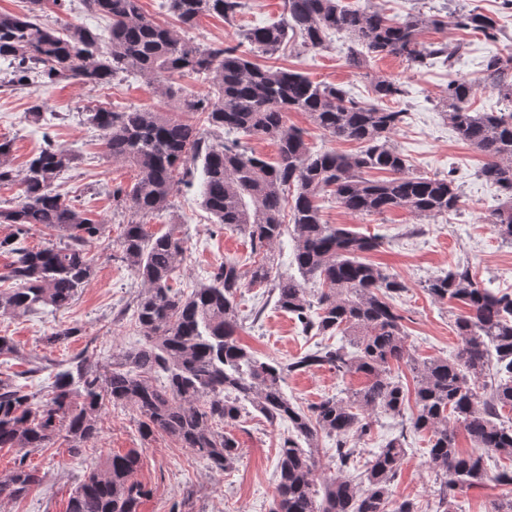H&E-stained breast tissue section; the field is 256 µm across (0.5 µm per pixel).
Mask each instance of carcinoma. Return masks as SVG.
<instances>
[{
	"mask_svg": "<svg viewBox=\"0 0 512 512\" xmlns=\"http://www.w3.org/2000/svg\"><path fill=\"white\" fill-rule=\"evenodd\" d=\"M87 11L109 20V34L85 24L55 29L39 18L41 0L28 12H0V64L17 85H56L73 80L102 86L123 73L138 72L162 96L178 98L181 110L205 116L211 131L160 110L96 108L90 125L104 131V148L114 160L138 168L130 188L116 186L112 200L134 218L115 244L118 258L139 279L143 291L134 317L144 342L112 353L101 367L75 357L54 375L51 389L38 398L10 379H0V448H49L57 437L80 444L99 432V412L110 404L130 406L144 436L165 434L193 449L213 473L221 475L239 458L236 439L219 426L241 422L245 404L270 422L290 426L278 448V483L269 512H417L405 499L387 510L392 484L406 455L405 440L393 438L371 454L356 480L347 475L354 450L349 439L370 435L373 416L404 415L409 395L392 375V365L409 366L415 382L412 430L427 437V467L435 474V512H462L456 489L480 487L495 454L512 460V293L479 286L470 267H457L428 281L436 300H456L466 308L454 322L460 342L450 358L419 361L392 300L405 290L395 274L362 260L377 250L379 237L359 234L322 219L318 201L331 199L354 216L380 215L402 208L417 217L438 218L457 210L460 194L452 181L410 173L408 160L389 145L404 112L382 105L405 94L403 83L377 77L379 101L362 105L334 85L315 83L286 69H265L252 53L273 56L288 43V31L301 35V47L321 49L329 33L347 38L346 61L363 68L370 60L394 57L413 67L442 60L453 65L464 44L426 43L427 27L445 21L438 15L409 13L395 20L384 11L345 0H286L288 17L244 30L247 51L222 41L203 45L180 31L205 16L234 19L243 0H165L180 30L155 23L141 0H82ZM455 26L496 41L494 18L470 9L455 14ZM174 74L209 85L204 94L173 88ZM498 93L504 109L480 112L471 106L475 83L451 79L443 104L458 138L485 157L478 176L504 195L484 221L512 243V55L486 56L479 83ZM290 112H305L331 141L360 145L354 154L315 147L304 132L286 125ZM268 138L278 146L270 163L241 144L240 137ZM12 143L0 140V184L20 178L23 193L15 205L0 207V224L11 232L0 238V254L11 255L0 280V314L20 315L40 307L66 309L94 270L86 244L105 237L106 224L66 200L54 182L76 160L69 150L45 137L22 174L11 166ZM201 164L199 197L219 228L249 239L263 257L242 269L224 260L208 281L184 295L174 288L185 253L177 225L151 233L143 219L166 211L182 185ZM385 171V179L363 174ZM290 218L293 262L300 277L279 271L273 246ZM36 228L58 233L39 248L25 245ZM320 286L310 298L305 283ZM269 288L276 307L291 315L306 336H341L288 364L262 361L238 339V296L244 288ZM362 374L360 389L324 395L303 408L283 391L286 376L312 368ZM493 381L479 383L488 370ZM462 429L473 450L461 451ZM336 442V473L320 477L319 434ZM136 450L110 454L103 468L89 470L70 497L67 512H138L147 495L138 480ZM38 469L24 462L0 480V497L20 498L40 486Z\"/></svg>",
	"mask_w": 512,
	"mask_h": 512,
	"instance_id": "1",
	"label": "carcinoma"
}]
</instances>
